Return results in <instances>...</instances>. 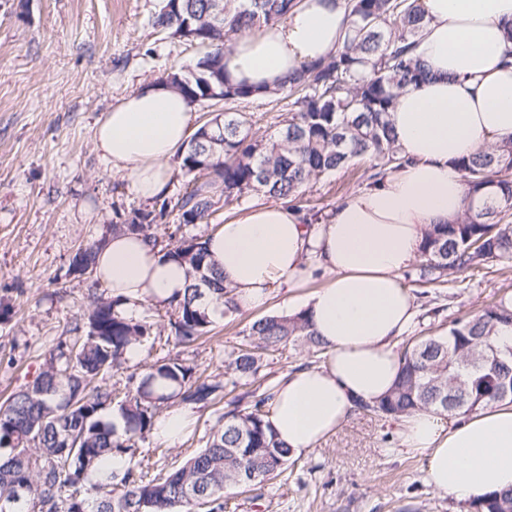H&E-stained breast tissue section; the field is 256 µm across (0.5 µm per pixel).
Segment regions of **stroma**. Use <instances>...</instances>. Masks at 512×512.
I'll use <instances>...</instances> for the list:
<instances>
[{
  "mask_svg": "<svg viewBox=\"0 0 512 512\" xmlns=\"http://www.w3.org/2000/svg\"><path fill=\"white\" fill-rule=\"evenodd\" d=\"M160 0H0V402L42 371L49 353L97 299L111 291L96 277L71 270L78 248L110 239L113 225L141 205L126 180L97 150L96 121L142 82L194 65L202 49L153 25ZM287 95L256 97L236 106L251 115V135H273L288 118ZM367 163L312 180L305 198L331 210L365 186ZM417 265L403 281L417 295L416 335L431 336L488 303L512 295V268L491 266L464 281L421 296ZM318 281L271 288L267 305L214 319L211 332L189 345L172 332L170 306L127 305L150 316L157 340L104 386L125 387L128 375L177 357L219 384L213 400L192 405L191 432L170 447L155 436L137 445L157 468L181 465L203 448L229 403L247 390L272 392L298 366L324 356L288 347L265 354L251 386L227 383L232 350L246 343V327L279 315L287 297L304 298ZM396 420L360 411L309 453L291 456L283 474L224 496V512H475L425 480L423 460L401 448Z\"/></svg>",
  "mask_w": 512,
  "mask_h": 512,
  "instance_id": "obj_1",
  "label": "stroma"
}]
</instances>
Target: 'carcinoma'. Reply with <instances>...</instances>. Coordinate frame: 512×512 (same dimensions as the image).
Returning <instances> with one entry per match:
<instances>
[{"label": "carcinoma", "instance_id": "carcinoma-1", "mask_svg": "<svg viewBox=\"0 0 512 512\" xmlns=\"http://www.w3.org/2000/svg\"><path fill=\"white\" fill-rule=\"evenodd\" d=\"M296 0H163L155 27L204 49L194 65L198 77L172 71L162 82L191 104L224 103L211 132L200 125L178 161L186 191L176 203L163 196L150 209L132 210L112 230L154 239L150 230L173 218L171 247L164 254L187 268L189 283L173 298L171 321L179 343L210 332L208 306L220 302L237 312L232 289L209 260L206 236L183 233L188 224L209 223L218 204L261 190L271 198L301 202L308 182L367 159L366 179L376 183L402 163L387 120L396 91L424 76L412 57L424 28L419 0H346L355 17L341 51L329 62L308 66L281 87L265 92L292 99L294 112L277 134L250 135V120L232 111L257 96L226 73L230 32L251 33L281 20ZM471 197L481 204L451 224L424 234L419 281L442 285L448 276L479 271L490 263L512 267V138L460 162ZM123 298L98 300L76 325L68 345L50 352L27 387L0 406V512H224V488L250 487L283 472L290 452L267 419L272 394L252 395L250 405L224 413L204 448L182 466L153 478L125 465L120 473L92 481L106 460L132 456L160 411L179 402L209 399L214 386L194 366L168 358L150 366L124 399L95 384L119 371L128 350L154 344V323L127 315ZM512 326V309L493 303L453 323L445 334L412 339L399 350L401 369L390 392L360 409L393 419L416 410L468 414L494 403L512 404V346L494 343L499 326ZM250 347L231 353L232 385L255 377L261 354L280 347L319 348L301 315H273L251 323ZM476 512H512V490L490 494Z\"/></svg>", "mask_w": 512, "mask_h": 512}]
</instances>
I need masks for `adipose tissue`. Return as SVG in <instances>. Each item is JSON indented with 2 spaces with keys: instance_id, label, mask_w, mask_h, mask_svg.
<instances>
[{
  "instance_id": "adipose-tissue-1",
  "label": "adipose tissue",
  "mask_w": 512,
  "mask_h": 512,
  "mask_svg": "<svg viewBox=\"0 0 512 512\" xmlns=\"http://www.w3.org/2000/svg\"><path fill=\"white\" fill-rule=\"evenodd\" d=\"M427 25L416 56L425 77L401 91L389 114L402 164L350 193L324 220L307 225L287 201L247 208L209 234L208 253L239 311L265 305L271 288L326 283L286 314L304 311L324 350L322 365L280 382L269 420L291 453L310 452L375 402L399 373L397 346L416 323L402 281L429 225L466 211L461 158L512 137V0H420ZM351 18L344 0H298L278 23L236 37L229 75L259 91L276 89L309 65L336 56ZM192 106L180 93L143 84L104 113L97 149L130 193L150 200L165 188L169 161L191 137ZM96 278L116 297L167 304L187 271L144 237L117 233L96 258ZM400 445L422 457L425 477L458 501L512 488V405L492 404L449 420L430 410L404 417Z\"/></svg>"
}]
</instances>
